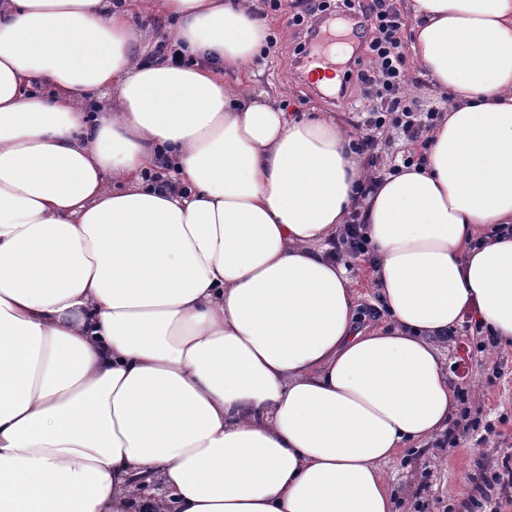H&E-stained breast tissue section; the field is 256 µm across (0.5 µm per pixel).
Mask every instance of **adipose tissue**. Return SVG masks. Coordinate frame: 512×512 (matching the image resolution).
<instances>
[{
	"label": "adipose tissue",
	"instance_id": "obj_1",
	"mask_svg": "<svg viewBox=\"0 0 512 512\" xmlns=\"http://www.w3.org/2000/svg\"><path fill=\"white\" fill-rule=\"evenodd\" d=\"M406 4L448 103L377 178L331 113L225 83L260 0H0V512H397L387 464L457 411L441 344L512 345V0ZM156 13L186 64L140 61ZM333 248L337 259L366 257L369 252V242L362 232V225L347 224Z\"/></svg>",
	"mask_w": 512,
	"mask_h": 512
}]
</instances>
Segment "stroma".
Returning <instances> with one entry per match:
<instances>
[{"label":"stroma","instance_id":"35a3bbf8","mask_svg":"<svg viewBox=\"0 0 512 512\" xmlns=\"http://www.w3.org/2000/svg\"><path fill=\"white\" fill-rule=\"evenodd\" d=\"M284 11L263 8L269 31L278 47L262 59L246 62L240 72L225 74L227 82L250 79L255 93L278 90L289 112H330L347 124L354 137L373 134L377 141L380 171H388L406 156L402 132L387 127L374 132L363 124V104L356 89L345 97L328 98L292 66L304 40L292 16L306 13V0H284ZM445 367L457 390L467 392V405L483 420L494 423V432L460 434L456 445L409 451L388 467L398 512H456L458 500L468 502V512H512V486L484 485L483 477L512 468V348L483 350L472 331L456 335L448 345Z\"/></svg>","mask_w":512,"mask_h":512}]
</instances>
